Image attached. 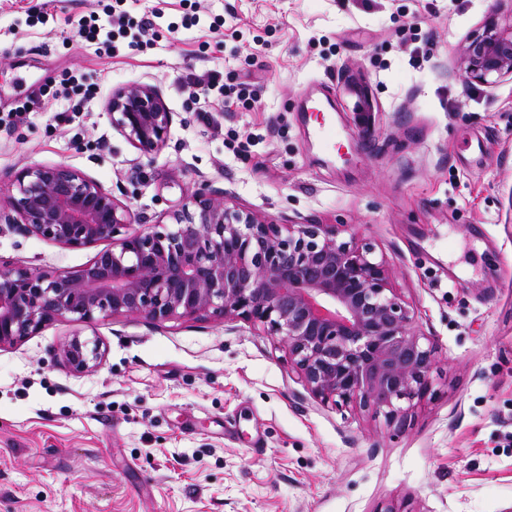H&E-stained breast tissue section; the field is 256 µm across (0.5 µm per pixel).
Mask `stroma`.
Returning a JSON list of instances; mask_svg holds the SVG:
<instances>
[{"label": "stroma", "instance_id": "1", "mask_svg": "<svg viewBox=\"0 0 512 512\" xmlns=\"http://www.w3.org/2000/svg\"><path fill=\"white\" fill-rule=\"evenodd\" d=\"M110 2L0 0V113L39 96L0 127V193L24 166L64 164L130 206L132 233L200 188L341 225L383 253L432 334L437 393L389 426L322 405L242 321H56L0 348V512H512V82L469 84L456 54L512 0H125L131 21L157 17L134 50L78 37ZM204 72L252 73L251 99L189 95ZM75 74L91 94H62ZM131 83L175 114L159 152L112 127V91ZM307 99L356 150L311 136ZM95 253L0 230V261L34 271ZM75 337L98 342L94 368L65 362Z\"/></svg>", "mask_w": 512, "mask_h": 512}]
</instances>
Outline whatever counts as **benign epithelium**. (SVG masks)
<instances>
[{"mask_svg": "<svg viewBox=\"0 0 512 512\" xmlns=\"http://www.w3.org/2000/svg\"><path fill=\"white\" fill-rule=\"evenodd\" d=\"M458 64L470 83L512 80V12L491 10ZM108 108L141 153L166 146L174 113L157 87H120ZM169 217L173 229L158 222L126 234L130 209L95 180L63 164L22 168L0 200L1 225L68 248L108 247L71 271L0 265V348L59 320L216 316L278 339L323 405L402 425L436 394V343L371 243L334 224H273L206 188ZM62 354L76 371L100 359L97 344L78 338Z\"/></svg>", "mask_w": 512, "mask_h": 512, "instance_id": "7a95c632", "label": "benign epithelium"}]
</instances>
